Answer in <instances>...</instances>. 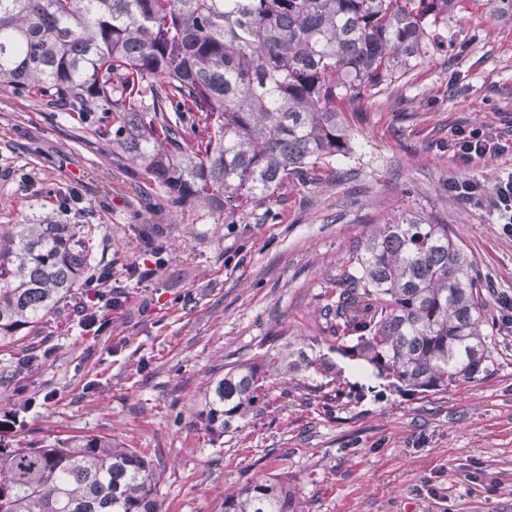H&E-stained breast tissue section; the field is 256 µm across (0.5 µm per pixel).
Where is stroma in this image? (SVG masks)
Wrapping results in <instances>:
<instances>
[{"label":"stroma","mask_w":512,"mask_h":512,"mask_svg":"<svg viewBox=\"0 0 512 512\" xmlns=\"http://www.w3.org/2000/svg\"><path fill=\"white\" fill-rule=\"evenodd\" d=\"M19 89L0 91V224L99 225L119 308L87 326L81 298L31 343L0 348V440L101 435L151 456L161 512H218L225 492L288 476L306 512H512V358L443 394L403 397L338 358L345 408L308 405L275 386L235 430L194 424L225 364L266 351L279 333H318L325 291L349 268L368 225L411 210L448 225L484 282L512 295V235L490 210L448 190L512 171V26L489 8L458 13L425 64L347 113L353 149L234 213L158 199L112 141ZM486 127L504 152L464 165L456 131ZM77 188L82 218L59 195ZM163 227L155 257L140 229ZM156 268L137 283L127 266Z\"/></svg>","instance_id":"obj_1"}]
</instances>
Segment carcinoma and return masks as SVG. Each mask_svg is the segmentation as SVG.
Segmentation results:
<instances>
[{"label":"carcinoma","mask_w":512,"mask_h":512,"mask_svg":"<svg viewBox=\"0 0 512 512\" xmlns=\"http://www.w3.org/2000/svg\"><path fill=\"white\" fill-rule=\"evenodd\" d=\"M482 0H0V89L75 112L112 136L166 200L235 212L347 154L346 113L416 67L466 5ZM512 24V0H490ZM97 224H0V347L24 340L94 270ZM352 270L319 312L320 334L276 335L225 366L196 423L217 441L266 380L338 401L336 363L359 362L399 394H440L486 377L505 346L471 257L448 225L408 212L371 224ZM153 461L99 435L0 442V512H160ZM220 512H305L288 481L224 494Z\"/></svg>","instance_id":"obj_1"}]
</instances>
